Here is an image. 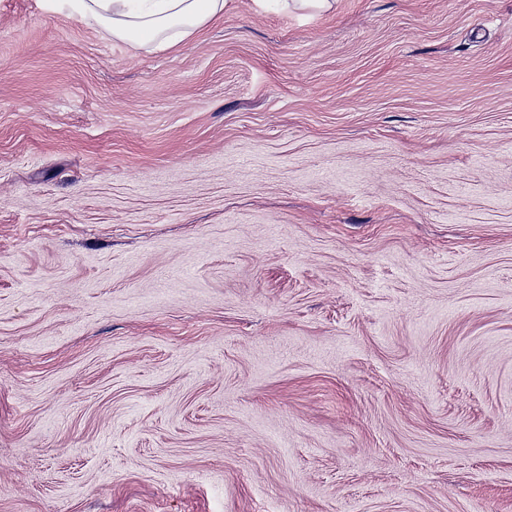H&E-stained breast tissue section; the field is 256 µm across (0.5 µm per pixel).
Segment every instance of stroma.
<instances>
[{
    "label": "stroma",
    "instance_id": "obj_1",
    "mask_svg": "<svg viewBox=\"0 0 512 512\" xmlns=\"http://www.w3.org/2000/svg\"><path fill=\"white\" fill-rule=\"evenodd\" d=\"M0 512H512V0H0ZM51 9L95 22L134 49L169 47L224 14L227 0H50Z\"/></svg>",
    "mask_w": 512,
    "mask_h": 512
}]
</instances>
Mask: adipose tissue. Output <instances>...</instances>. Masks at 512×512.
<instances>
[{"label": "adipose tissue", "mask_w": 512, "mask_h": 512, "mask_svg": "<svg viewBox=\"0 0 512 512\" xmlns=\"http://www.w3.org/2000/svg\"><path fill=\"white\" fill-rule=\"evenodd\" d=\"M52 10L95 22L135 49L169 47L221 16L227 0H50Z\"/></svg>", "instance_id": "adipose-tissue-1"}]
</instances>
